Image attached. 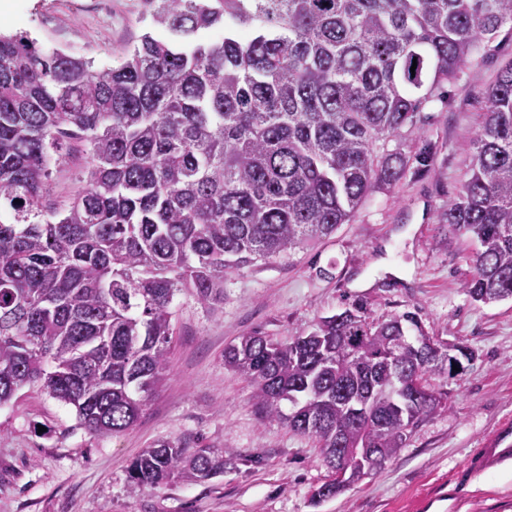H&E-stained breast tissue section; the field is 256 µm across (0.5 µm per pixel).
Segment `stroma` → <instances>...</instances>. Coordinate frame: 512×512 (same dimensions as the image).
I'll use <instances>...</instances> for the list:
<instances>
[{
  "label": "stroma",
  "mask_w": 512,
  "mask_h": 512,
  "mask_svg": "<svg viewBox=\"0 0 512 512\" xmlns=\"http://www.w3.org/2000/svg\"><path fill=\"white\" fill-rule=\"evenodd\" d=\"M110 2L10 0L0 30L116 66L142 35L162 30L147 0ZM511 61L506 26L435 89L414 128L389 138L407 167L330 237L230 270L222 304L178 292L168 371L131 429L90 434L73 407L38 384L0 405V512H424L432 500L451 501L453 512H512L511 468L464 470L473 449L512 423V299H470L463 285L475 245L445 222L468 176L488 92ZM88 162L82 144L64 148L50 181L58 203L72 197ZM357 304L376 320L414 313L428 335L468 347L473 359L456 377L444 365L429 373L442 407L382 468L316 505L312 492L328 470L315 442L258 411L247 382L225 369L224 348L256 331L286 343ZM163 439L223 449V474L155 491L131 483L130 463Z\"/></svg>",
  "instance_id": "obj_1"
}]
</instances>
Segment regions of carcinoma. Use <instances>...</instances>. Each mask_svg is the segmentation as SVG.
I'll use <instances>...</instances> for the list:
<instances>
[{
    "label": "carcinoma",
    "mask_w": 512,
    "mask_h": 512,
    "mask_svg": "<svg viewBox=\"0 0 512 512\" xmlns=\"http://www.w3.org/2000/svg\"><path fill=\"white\" fill-rule=\"evenodd\" d=\"M163 37L145 34L117 67L25 34L0 33V404L42 383L79 425L116 434L168 369L176 292L224 301L231 269L331 236L404 157L379 144L505 24L512 0H149ZM224 37L199 44L201 29ZM468 179L445 221L476 243L470 298H512V63L489 91ZM69 141L90 162L65 205L51 165ZM405 313L356 309L287 344L259 333L224 348L270 421L318 445L372 448L380 468L441 397L427 375L448 361ZM394 354L398 374L375 362ZM419 387L399 418L392 395ZM369 403L357 419L345 403ZM291 409L284 412L283 403ZM224 452L159 440L129 467L137 486L200 481ZM366 475L316 488L319 504Z\"/></svg>",
    "instance_id": "1"
}]
</instances>
